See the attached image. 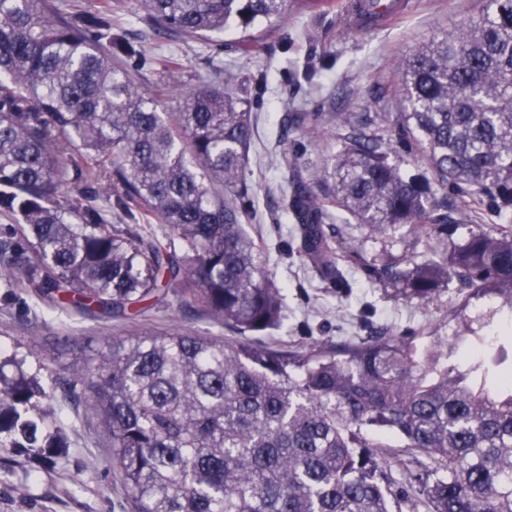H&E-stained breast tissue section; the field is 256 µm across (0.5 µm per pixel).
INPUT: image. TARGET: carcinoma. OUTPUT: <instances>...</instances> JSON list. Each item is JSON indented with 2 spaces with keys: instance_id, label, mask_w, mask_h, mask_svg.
Returning <instances> with one entry per match:
<instances>
[{
  "instance_id": "cac0c4a2",
  "label": "carcinoma",
  "mask_w": 512,
  "mask_h": 512,
  "mask_svg": "<svg viewBox=\"0 0 512 512\" xmlns=\"http://www.w3.org/2000/svg\"><path fill=\"white\" fill-rule=\"evenodd\" d=\"M0 0V286L52 308L76 304L124 317L166 288L239 334L219 343L174 331L112 339L88 382V401L112 442L135 512H415L416 496L383 485L371 429L394 432L430 461L429 512H512V362L480 352L466 369L413 336L376 330L354 342L295 350L248 335L279 325L281 289L242 224L244 171L254 136L249 99L218 80L181 95H142L120 57L141 49L112 34V0ZM157 36L184 41L251 30L288 0H135ZM399 139L424 170L406 176L372 123L343 137L334 164L339 204L379 232L428 241L477 210L448 203V186L490 192L512 223V0L432 39L398 68ZM108 176L124 225L94 198L63 190ZM322 174L283 189L299 251L332 287H348L344 256L375 282L428 303L449 284L512 310V233L476 224L464 244L418 261L345 250L316 188ZM164 225L167 244L140 226ZM45 389L0 371V446L41 456Z\"/></svg>"
}]
</instances>
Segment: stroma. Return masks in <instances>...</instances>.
Instances as JSON below:
<instances>
[{"mask_svg":"<svg viewBox=\"0 0 512 512\" xmlns=\"http://www.w3.org/2000/svg\"><path fill=\"white\" fill-rule=\"evenodd\" d=\"M114 3L115 34L144 50L142 91L165 83L184 92L217 76L252 103L255 136L245 176L254 191L243 224L272 278L286 288L285 318L264 333V340L285 348L336 343L366 335L372 326L412 331L423 345L451 343L466 335L464 318L483 313L484 335L498 337L512 360V318L488 315L485 301L468 299L457 288H442L425 304L397 296L355 269L346 291L331 288L300 259L295 224L281 201L283 186L296 176L282 161L283 149L305 150L312 167L325 169L342 148L349 114L390 125L399 110L398 63L420 44L459 29L480 12L483 0H409L402 18L375 29L353 25L348 0H333L323 10L289 0L287 17L272 31L260 32L254 53L241 49L232 29L220 46L207 39L185 43L153 36L139 20L135 0ZM170 54L181 57V69L158 66V59ZM313 112L321 115V138L310 139L300 129L284 131L288 114ZM333 223L370 257L420 256L430 249L403 229L374 233L339 209ZM140 326L146 331L180 327L219 340L229 336L221 321L200 308L179 307L169 294ZM122 332L118 322L52 310L22 289L0 288V372L9 378L22 372L43 385L48 397L40 406L49 414L48 428L63 439L52 470L33 453L0 447V512H133L112 461L111 440L85 400L90 368Z\"/></svg>","mask_w":512,"mask_h":512,"instance_id":"stroma-1","label":"stroma"}]
</instances>
